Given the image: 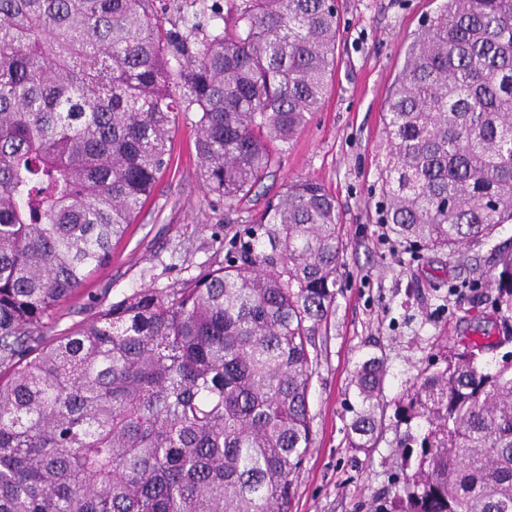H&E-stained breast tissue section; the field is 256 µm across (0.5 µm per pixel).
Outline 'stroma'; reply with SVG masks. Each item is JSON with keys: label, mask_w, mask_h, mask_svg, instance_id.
<instances>
[{"label": "stroma", "mask_w": 512, "mask_h": 512, "mask_svg": "<svg viewBox=\"0 0 512 512\" xmlns=\"http://www.w3.org/2000/svg\"><path fill=\"white\" fill-rule=\"evenodd\" d=\"M440 0H339L336 73L318 112L289 145L272 176L228 210L209 192L195 152L197 115L180 113L166 171L110 263L82 293L45 320L51 337L95 319L143 288H174L234 252L267 200L297 178L336 195L344 246L336 299L316 338L311 382L312 446L296 482L292 512H383L405 470L402 429L388 418L377 448L349 445L356 366L373 354L387 368V401L398 400L445 347L493 318L495 245L512 243V224L472 247L467 263L447 253L411 254L388 236L380 173L385 165L387 97L408 44ZM481 279L478 292L465 282Z\"/></svg>", "instance_id": "1"}]
</instances>
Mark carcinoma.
<instances>
[{
  "mask_svg": "<svg viewBox=\"0 0 512 512\" xmlns=\"http://www.w3.org/2000/svg\"><path fill=\"white\" fill-rule=\"evenodd\" d=\"M197 2L168 26L154 0H0V512H291L342 252L321 182L288 183L237 259L30 345L110 260L178 113L198 114L204 179L231 210L320 108L336 0H224L209 29ZM387 104V233L463 261L512 224V0H443ZM491 280L508 334L512 245ZM482 350L450 352L395 404L419 451L389 512H512V364ZM385 381L376 354L352 375L364 453Z\"/></svg>",
  "mask_w": 512,
  "mask_h": 512,
  "instance_id": "obj_1",
  "label": "carcinoma"
}]
</instances>
